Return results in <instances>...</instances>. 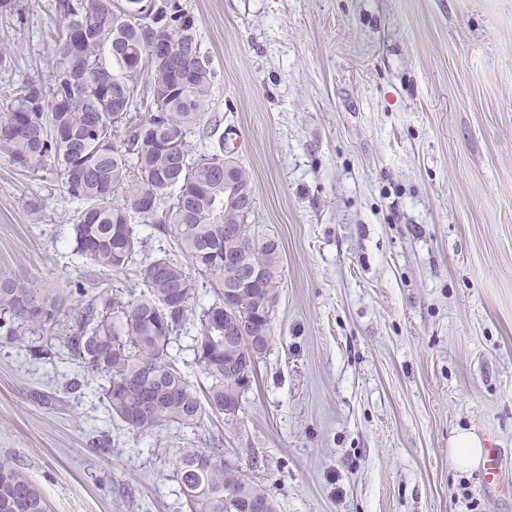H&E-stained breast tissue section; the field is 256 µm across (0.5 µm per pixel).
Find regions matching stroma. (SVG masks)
<instances>
[{
    "instance_id": "35a3bbf8",
    "label": "stroma",
    "mask_w": 512,
    "mask_h": 512,
    "mask_svg": "<svg viewBox=\"0 0 512 512\" xmlns=\"http://www.w3.org/2000/svg\"><path fill=\"white\" fill-rule=\"evenodd\" d=\"M215 72L208 117L281 248L273 340L233 417L130 432L104 378L0 336V458L51 512H190L175 459L218 448L279 512H512V0H183ZM55 0L0 16V104L45 76ZM40 204L43 221L29 220ZM51 166L0 148V267L130 287L74 250ZM492 439L506 490L452 464ZM485 441L474 429H458L450 441L451 458L461 469L478 468L483 462Z\"/></svg>"
}]
</instances>
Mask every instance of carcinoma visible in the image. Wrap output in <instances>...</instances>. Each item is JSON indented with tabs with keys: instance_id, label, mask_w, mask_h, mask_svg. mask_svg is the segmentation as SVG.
<instances>
[{
	"instance_id": "cac0c4a2",
	"label": "carcinoma",
	"mask_w": 512,
	"mask_h": 512,
	"mask_svg": "<svg viewBox=\"0 0 512 512\" xmlns=\"http://www.w3.org/2000/svg\"><path fill=\"white\" fill-rule=\"evenodd\" d=\"M62 24L50 56V79L26 82L0 112V146L22 167L53 163L69 197L83 203L73 218L75 252L106 271L123 272L146 240L134 219L174 239L182 259L157 257L140 271L128 297L81 286L63 294L0 269V330L21 346L38 330L59 342L83 370L107 379L108 411L135 434L176 424L195 431L224 403L240 402L243 372L233 358L240 340L272 336L278 304L280 247L264 243L241 214L234 192L250 175L222 152L193 158L202 133L224 148L219 124L201 127L214 71L193 38L167 20L186 12L181 0H56ZM171 42L152 53L150 35ZM231 185H224V167ZM234 227L227 235L224 227ZM262 277L241 284L224 273V250ZM213 282L214 300L193 308L197 277ZM233 288L236 337H224V289ZM196 329L192 350L208 380L200 396L176 366L174 338ZM191 512H243L248 502L277 512L267 490L242 468L231 472L213 450L182 448L176 460ZM49 512L25 468L0 459V504Z\"/></svg>"
}]
</instances>
